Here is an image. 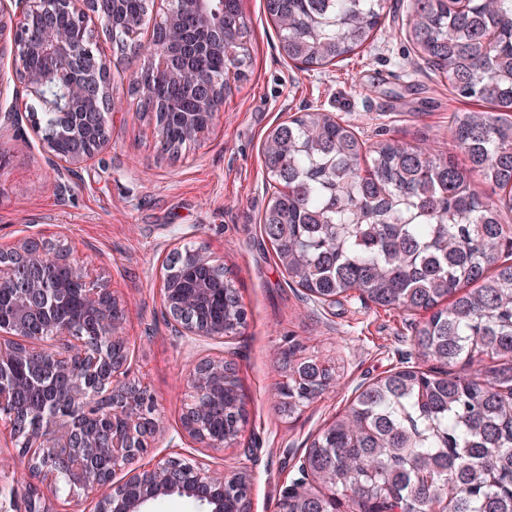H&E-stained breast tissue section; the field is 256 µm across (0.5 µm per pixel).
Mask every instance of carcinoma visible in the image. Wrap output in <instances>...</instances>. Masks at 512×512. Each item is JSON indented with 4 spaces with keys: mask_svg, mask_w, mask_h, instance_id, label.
Masks as SVG:
<instances>
[{
    "mask_svg": "<svg viewBox=\"0 0 512 512\" xmlns=\"http://www.w3.org/2000/svg\"><path fill=\"white\" fill-rule=\"evenodd\" d=\"M240 0H222L224 55H195L196 84L209 87L251 60ZM383 0H265L293 61L324 66L364 46L378 28ZM127 22L141 26L144 0H125ZM408 38L461 98L481 110L454 113L452 133L467 166L453 156L396 140L373 145L327 112H301L277 125L263 147L274 191L261 232L275 263L318 303L351 292L376 305L429 317L417 328L422 356L448 367H412L357 389L348 412L313 440L306 462L314 476L279 512H354L395 507L429 512L449 498L452 512H512V374H455L482 356L512 358V0H413ZM153 98L182 102L166 117L167 146L184 145L186 122L203 125L193 95L141 73ZM479 175L502 193L488 201L471 187ZM179 288L213 289L194 308L208 326L240 333L246 312L219 265L168 266ZM288 346L279 412L291 416L336 378L335 367ZM247 425L234 367L224 376V407L211 431L234 440ZM251 487L224 482V512H240Z\"/></svg>",
    "mask_w": 512,
    "mask_h": 512,
    "instance_id": "cac0c4a2",
    "label": "carcinoma"
}]
</instances>
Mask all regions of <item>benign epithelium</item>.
Wrapping results in <instances>:
<instances>
[{
    "mask_svg": "<svg viewBox=\"0 0 512 512\" xmlns=\"http://www.w3.org/2000/svg\"><path fill=\"white\" fill-rule=\"evenodd\" d=\"M120 0H0V50L11 42L21 92L38 99L53 126L43 135L46 160L60 177L93 159L109 143L105 114L115 100L110 89L111 61L100 51L99 36L89 27L96 19L102 32L112 36L125 25ZM191 18L214 35L208 50L224 49V17L219 0H174L159 23L160 42L145 68L183 86L195 78L183 65V23ZM224 99V89L199 93L195 104L212 110ZM65 271L58 281L31 278L15 285L17 268H42L47 258ZM164 311L175 335L224 341V326L196 324L191 300L172 298V284L161 279ZM0 300L7 303L10 319L0 327V363L19 364L30 377L4 388L0 408L9 411L8 426L18 435L17 421L30 415L26 399L32 380L38 379L44 362L56 366L55 377L41 381L45 402L59 399L62 411L44 428L28 430L26 447L36 449L29 467L43 475L40 484L10 499L21 502L24 512H58V482L69 486V500L79 503L90 489H107L95 512H142L151 502L177 494L200 500L208 512H224L223 501L200 498V486L224 485L228 474L203 468L182 454L143 464L147 439L155 429L145 423L150 394L132 385L127 360L114 347L128 344L124 333L121 299L101 282L86 281L82 266L67 247L50 251L44 245L22 239L8 251H0ZM48 336L67 338L64 349L36 346ZM224 354L202 356L193 362L188 382L194 402L183 414L182 437L209 448H222L207 434L213 406L224 401ZM125 476L114 482L116 472ZM299 477L284 491L289 498L308 484L311 473L305 459L298 460Z\"/></svg>",
    "mask_w": 512,
    "mask_h": 512,
    "instance_id": "7a95c632",
    "label": "benign epithelium"
}]
</instances>
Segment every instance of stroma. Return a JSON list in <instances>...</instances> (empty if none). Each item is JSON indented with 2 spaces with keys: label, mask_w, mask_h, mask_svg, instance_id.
Instances as JSON below:
<instances>
[{
  "label": "stroma",
  "mask_w": 512,
  "mask_h": 512,
  "mask_svg": "<svg viewBox=\"0 0 512 512\" xmlns=\"http://www.w3.org/2000/svg\"><path fill=\"white\" fill-rule=\"evenodd\" d=\"M411 2L384 0L381 25L363 48L333 64L308 67L281 51L265 0H241L252 62L245 77L227 75L229 88L209 134L174 157L130 92L169 8L168 0H151L136 49L100 41L112 60L117 102L107 116L111 141L78 170L63 195L31 118L42 106L30 96L14 98L13 53L0 54V105H17L22 113L19 129L0 132V152L7 157L0 168V248L22 238L63 244L89 281L110 282L125 302L131 376L156 402L159 427L150 440V460L181 452L210 471L247 466L253 477L247 512H278L283 491L297 476V458L349 409L360 385L398 367L440 370L412 344L425 313L381 307L355 294L332 304L312 302L276 266L259 230L270 198L263 144L293 113H332L370 144L397 140L454 151L451 116L475 104L452 93L409 42ZM185 247L228 269L247 314L239 335L190 344L171 334L159 296L160 272ZM292 342L331 361L337 380L288 417L277 409V389L282 355ZM222 352L235 358L246 430L233 447H188L179 431L191 398L190 360Z\"/></svg>",
  "instance_id": "1"
}]
</instances>
